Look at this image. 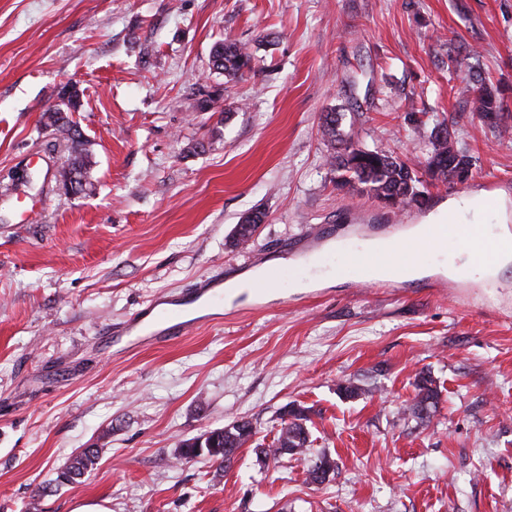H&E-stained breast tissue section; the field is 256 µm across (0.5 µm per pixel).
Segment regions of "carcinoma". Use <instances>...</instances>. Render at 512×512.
Here are the masks:
<instances>
[{
  "instance_id": "obj_1",
  "label": "carcinoma",
  "mask_w": 512,
  "mask_h": 512,
  "mask_svg": "<svg viewBox=\"0 0 512 512\" xmlns=\"http://www.w3.org/2000/svg\"><path fill=\"white\" fill-rule=\"evenodd\" d=\"M251 56L246 47L235 40L225 39L214 45L211 52L212 69L227 77L244 73L250 64ZM462 93L468 95L475 112L481 121L499 134L512 130L508 117L502 112V91L499 87L485 82L481 75L470 78ZM81 108L79 93L67 94L62 91L59 101L43 114L45 125L53 128L60 136L71 142L73 157L59 171L63 184H71L72 192L86 194L92 191V184L87 181V141L69 117L67 112H77ZM337 113L324 115L321 125L323 139L330 147L327 164L337 173L336 189L350 193L368 191L379 202L389 196L401 198L405 207L427 208L430 192L423 182L414 175L413 168L389 150L371 149L359 141H347L342 138L338 128ZM432 149L425 166L433 184L452 182L450 167L472 170V156L457 147L455 139L443 123L436 124L430 132ZM264 215L255 213L245 218L248 227L236 230V244H247L254 239L257 226L263 223ZM439 404V394L433 379L424 372L418 373L416 394L412 402L402 406L404 414L421 422L430 419ZM306 411L302 407L284 414L281 429L271 446L261 449L264 457L279 460L288 455L306 456L310 451V432L305 426ZM255 434L251 422L234 421L220 429L208 431L193 441L198 446L184 440L175 449L179 460H192L199 456L208 457L222 464L231 462V457ZM99 449L85 448L73 455L56 471L55 483L67 485L82 478L93 469L98 458Z\"/></svg>"
}]
</instances>
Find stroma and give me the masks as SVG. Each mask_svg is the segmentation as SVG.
Instances as JSON below:
<instances>
[{"instance_id":"obj_1","label":"stroma","mask_w":512,"mask_h":512,"mask_svg":"<svg viewBox=\"0 0 512 512\" xmlns=\"http://www.w3.org/2000/svg\"><path fill=\"white\" fill-rule=\"evenodd\" d=\"M224 37L251 53L241 77L210 68ZM476 72L512 116V0H0V512L37 494L48 512H512V264L455 280L461 300L422 281L360 288L341 252L286 248L322 224L346 243L401 235L462 197L512 226V137L458 93ZM69 84L88 195L59 190L69 144L41 122ZM330 111L423 181L445 123L472 174L424 210L343 194ZM256 210L254 244L234 247ZM313 258L329 276L297 292ZM221 267L278 271L263 311L241 298L166 344L105 343L106 324ZM422 371L440 393L426 422L401 412ZM348 379L364 394L343 396ZM292 404L311 454L336 462L325 484L303 457L259 454ZM238 419L256 435L231 467L176 462L180 442ZM84 448L94 469L56 486Z\"/></svg>"}]
</instances>
